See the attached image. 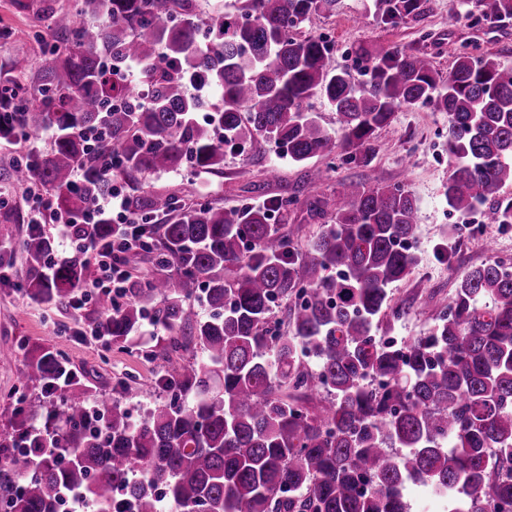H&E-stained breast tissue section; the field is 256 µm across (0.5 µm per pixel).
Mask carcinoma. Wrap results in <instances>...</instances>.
<instances>
[{
    "label": "carcinoma",
    "instance_id": "cac0c4a2",
    "mask_svg": "<svg viewBox=\"0 0 512 512\" xmlns=\"http://www.w3.org/2000/svg\"><path fill=\"white\" fill-rule=\"evenodd\" d=\"M336 4L241 0L202 20L196 0H77L49 13L35 94L0 101L1 113H17L0 120V138L47 127L56 138L9 177L48 196L55 218L90 209L117 183L128 188L142 223L127 254L153 270L123 289V302L99 298L98 322L126 346L149 317L162 354L192 361L158 380L170 397L134 421L118 401L90 417L92 393L67 361L25 350L14 433L0 440L11 449L0 465L3 512H58L70 489L94 512H161L164 501L173 512H409L410 484L434 487L448 512L512 505V275L501 260L465 269L448 312L398 351L375 331L402 314L390 289L418 264L401 247L417 239L418 199L405 184L341 183L304 248L269 223L293 196L242 209L144 190L157 171L219 173L227 153L259 139L295 163L337 151L342 164L366 166L378 130L432 103L448 113V206L485 205L488 223L512 224V199L500 198L512 183V67L460 51L443 80L419 50L360 44L359 76L336 71L322 37L292 34ZM376 5L386 28L425 11V0ZM473 8L479 22L512 18V0ZM129 61L143 69L140 88L125 78ZM204 80L219 89L209 106L187 95ZM313 97L335 108L339 137L306 110ZM108 151L119 165H106ZM159 215L170 222L153 223ZM117 232L74 227L79 237ZM51 249L42 232L20 244L24 292L45 304L68 300L90 276L76 260L47 278ZM36 384L58 394L43 429L63 464L39 440L23 441L34 416L25 390Z\"/></svg>",
    "mask_w": 512,
    "mask_h": 512
}]
</instances>
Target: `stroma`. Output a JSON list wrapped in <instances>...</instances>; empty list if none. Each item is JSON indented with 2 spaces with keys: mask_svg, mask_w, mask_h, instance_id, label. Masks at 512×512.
Returning a JSON list of instances; mask_svg holds the SVG:
<instances>
[{
  "mask_svg": "<svg viewBox=\"0 0 512 512\" xmlns=\"http://www.w3.org/2000/svg\"><path fill=\"white\" fill-rule=\"evenodd\" d=\"M73 5L74 0H0L1 84L24 82L41 65L35 32L45 31L49 11ZM300 32L333 42L331 67L353 73L360 68L353 52L360 43L421 50L443 75L455 52L462 49L476 55L493 54L502 65L512 66V19L495 25L476 22L466 0H426L420 20L394 29L378 25L374 0H339L334 16L311 17ZM447 140V113L428 103L398 112L389 126L377 132L369 166L337 167L321 183L307 182L304 165L260 140L246 154L225 156L222 173L185 168L153 174L146 184L152 190L239 208L297 193L298 201L287 215H274L273 221L303 245L321 223L310 212V201H334L339 181L407 183L419 200L420 263L406 281L393 288V302L404 314L388 326L389 333L406 339L425 333L447 306L458 273L493 254L512 256V224H487L479 218L471 227L459 229L444 196L449 172ZM0 190L17 213L16 221L0 223V247L14 253L11 266L0 272V434L10 433L14 417L9 395L17 384L16 362L8 354L23 341L61 352L94 397L120 401L133 415H141L156 401V382L170 371V364L160 357L147 358L146 346L124 348L87 335L88 325L98 316L93 296L83 297L77 308L68 303L46 306L30 301L16 289V282L24 277L18 249L27 233L28 207L22 186L5 181Z\"/></svg>",
  "mask_w": 512,
  "mask_h": 512,
  "instance_id": "stroma-1",
  "label": "stroma"
}]
</instances>
